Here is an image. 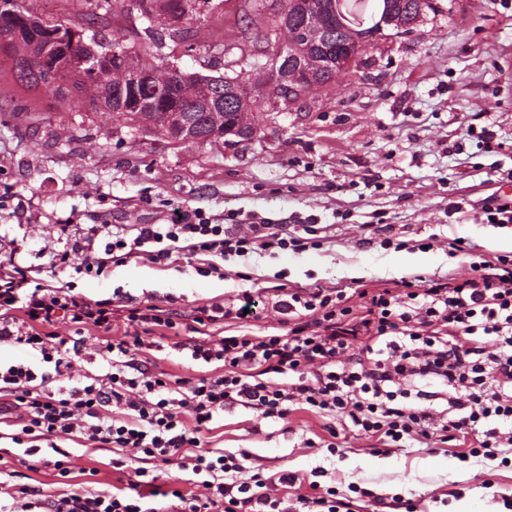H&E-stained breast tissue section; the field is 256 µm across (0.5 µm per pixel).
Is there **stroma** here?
Here are the masks:
<instances>
[{
	"instance_id": "obj_1",
	"label": "stroma",
	"mask_w": 512,
	"mask_h": 512,
	"mask_svg": "<svg viewBox=\"0 0 512 512\" xmlns=\"http://www.w3.org/2000/svg\"><path fill=\"white\" fill-rule=\"evenodd\" d=\"M275 0H212L186 20L191 45H150L130 0L114 7L112 30L141 46L146 63L177 62L200 75L243 74L267 82L268 62L284 41L271 25ZM257 38L259 54L242 56V35ZM512 54V0H433L432 10L404 34L368 44L356 69L329 87L310 90L301 104L257 96L258 130L241 142L170 143L79 100L59 104L0 89V260L15 259L46 275L53 255L93 240L103 248L116 225L161 223L174 208H199L224 217L237 212L292 230L315 216L314 246L296 253L230 256L222 274H199L187 259L162 267L145 259L113 266L108 276L72 279L113 309L151 300L191 323L197 307L233 302L248 290L267 306L252 334L285 333L273 307L279 287L319 286L353 293L394 287L404 254L424 256L416 274L430 280L468 275L469 254L449 253L460 239L469 253L512 254L495 241L512 224L487 223L494 198L512 199V75L500 67ZM492 133L494 149L478 151L470 129ZM324 421L304 410L281 421L243 407L225 410L205 434L209 448L241 457L244 476L294 472L309 494L311 482L336 487L355 512H380L379 499L411 500L416 512H507L512 497V447L502 459L473 457L463 438L396 448L355 430L339 431L335 452L320 448ZM75 482L96 469L95 490L126 487L130 469L111 465L109 451L65 442Z\"/></svg>"
}]
</instances>
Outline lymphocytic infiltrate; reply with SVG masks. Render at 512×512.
Masks as SVG:
<instances>
[{"mask_svg":"<svg viewBox=\"0 0 512 512\" xmlns=\"http://www.w3.org/2000/svg\"><path fill=\"white\" fill-rule=\"evenodd\" d=\"M133 239L112 234L104 249L63 253L52 268L69 267L99 277L134 258L158 265L197 255L247 256L278 248H305L314 226L281 234L253 224L242 229L235 214L213 223L205 212L174 210L166 223L139 224ZM368 303L354 313L350 298L330 288H294L277 300L288 331L256 336L246 327L259 300L243 293L239 305L214 301L196 308L192 337L175 342L177 351L206 373L197 378L155 374L135 363L157 339L177 332L178 313L152 302L125 305L132 336L114 333L111 300L77 294L73 283L55 287L34 280L15 261L0 262V345L39 352L55 373L25 364L0 368V425L23 446L32 465L49 469L65 489L55 495L26 484L0 480V512H352L335 487L298 497L296 503L272 494L262 473L241 479L235 455H213L203 432L225 407L240 406L274 421L291 406L305 405L325 418L330 436L351 428L400 445L412 440L448 442L470 436L471 455H494L512 446V258L472 262L463 279L449 278L396 295L387 288L368 292ZM241 326L238 335L212 341L208 332L226 320ZM76 333L105 334L107 371L93 383L65 382L62 357L67 337L59 323ZM499 350L485 352V337ZM419 379L448 387V413L435 421L423 402L429 392L415 390ZM58 381L49 389V381ZM80 438L98 448L138 452L129 492L105 493L67 488L69 456L48 457L59 441ZM174 465L200 476L203 490L183 489L180 479L161 487L159 471Z\"/></svg>","mask_w":512,"mask_h":512,"instance_id":"obj_1","label":"lymphocytic infiltrate"}]
</instances>
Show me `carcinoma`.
Here are the masks:
<instances>
[{"instance_id": "obj_1", "label": "carcinoma", "mask_w": 512, "mask_h": 512, "mask_svg": "<svg viewBox=\"0 0 512 512\" xmlns=\"http://www.w3.org/2000/svg\"><path fill=\"white\" fill-rule=\"evenodd\" d=\"M0 1L6 5L4 13L0 14L1 18H8L13 23L16 14L23 13L27 16L33 33L39 37L37 41L31 36L21 39L13 37L7 42L0 39V50L6 52L12 61L10 76L13 84L32 92L51 90L43 73L36 74L28 67L29 59L40 49V44L60 37L62 32L69 33L71 27L81 29L85 25L96 24L105 19L100 11L107 12L112 8L110 0H80V17L66 24L60 20L53 21L31 14L23 7L21 0ZM145 1L151 4L145 33L155 46L163 43L166 37L172 41L187 38L189 29H171L169 15L173 7L185 2L182 13L187 15L195 13L199 4L204 7L210 4V0H134V4L141 6ZM415 4L416 0H309L310 8L329 23L330 31L326 48L314 49L320 64L317 65L312 82L307 84V88L327 86L341 74L336 69L334 56L340 54L359 58L362 49L348 42L349 28L370 32L379 27L387 11L393 9L400 16L402 26H394L392 30L398 34L406 33L410 30ZM285 33L286 41L289 42L287 49L296 53L302 52L305 40L303 34L298 32L297 16H288ZM112 45L123 53L120 61L112 64V69L102 76H93L86 69L61 76L65 83L62 98L74 94L84 98L93 112H108L117 117L129 114L136 117L137 123L145 129L160 130L170 141L182 144L185 142V135L168 123V113H178L183 125L190 131L202 134L214 132L210 113L202 107V102L224 98V83L232 80L239 85L243 101L236 102V107L224 113V117L237 120L238 113H246L247 120L240 124L237 133L239 138L246 140L254 136L256 127L251 118L250 92L240 77L230 78L224 74L200 76L183 72L177 67L161 68L156 71L150 86L132 90L126 81V72L127 69L140 65L139 56L136 51L123 44L119 37H112ZM121 105L130 109V112H121Z\"/></svg>"}]
</instances>
